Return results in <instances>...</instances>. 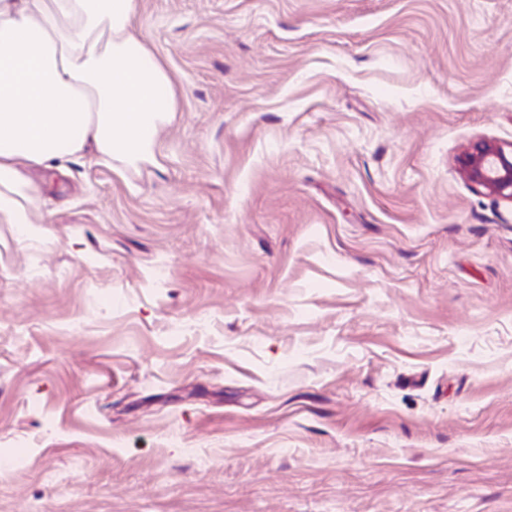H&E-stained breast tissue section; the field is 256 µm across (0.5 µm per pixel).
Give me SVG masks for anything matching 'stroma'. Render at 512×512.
<instances>
[{
  "instance_id": "stroma-1",
  "label": "stroma",
  "mask_w": 512,
  "mask_h": 512,
  "mask_svg": "<svg viewBox=\"0 0 512 512\" xmlns=\"http://www.w3.org/2000/svg\"><path fill=\"white\" fill-rule=\"evenodd\" d=\"M178 109L0 224V512H512V0H138ZM461 169L468 181L512 203V143L474 142L461 159Z\"/></svg>"
}]
</instances>
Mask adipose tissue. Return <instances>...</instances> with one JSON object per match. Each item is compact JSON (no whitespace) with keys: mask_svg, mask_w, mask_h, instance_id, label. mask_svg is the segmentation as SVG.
<instances>
[{"mask_svg":"<svg viewBox=\"0 0 512 512\" xmlns=\"http://www.w3.org/2000/svg\"><path fill=\"white\" fill-rule=\"evenodd\" d=\"M137 0H0V224L26 225L27 171L84 152L127 167L153 152L175 96L138 35Z\"/></svg>","mask_w":512,"mask_h":512,"instance_id":"obj_1","label":"adipose tissue"}]
</instances>
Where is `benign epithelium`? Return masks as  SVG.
<instances>
[{
	"instance_id": "7a95c632",
	"label": "benign epithelium",
	"mask_w": 512,
	"mask_h": 512,
	"mask_svg": "<svg viewBox=\"0 0 512 512\" xmlns=\"http://www.w3.org/2000/svg\"><path fill=\"white\" fill-rule=\"evenodd\" d=\"M461 169L468 181L512 203V143L474 142L461 159Z\"/></svg>"
}]
</instances>
